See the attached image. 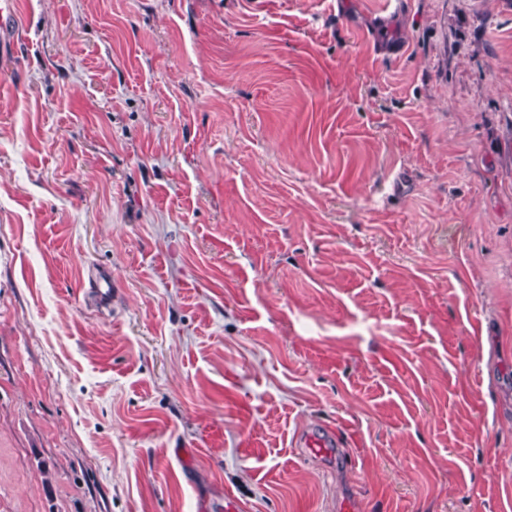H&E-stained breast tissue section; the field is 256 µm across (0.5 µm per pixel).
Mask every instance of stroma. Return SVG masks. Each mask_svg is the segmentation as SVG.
<instances>
[{
  "label": "stroma",
  "mask_w": 512,
  "mask_h": 512,
  "mask_svg": "<svg viewBox=\"0 0 512 512\" xmlns=\"http://www.w3.org/2000/svg\"><path fill=\"white\" fill-rule=\"evenodd\" d=\"M17 2L0 512H512V0Z\"/></svg>",
  "instance_id": "obj_1"
}]
</instances>
